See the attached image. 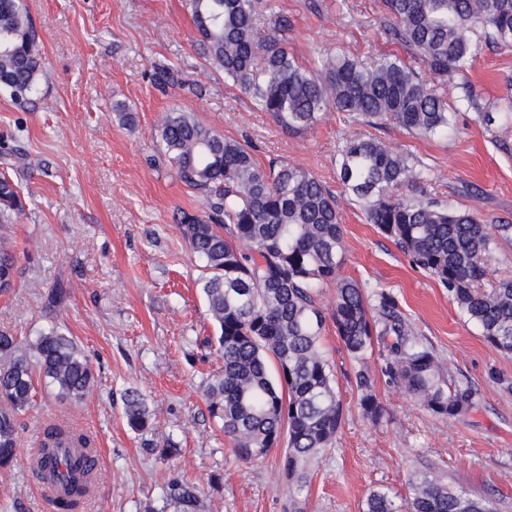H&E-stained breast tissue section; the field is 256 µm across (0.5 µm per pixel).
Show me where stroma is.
<instances>
[{"label": "stroma", "instance_id": "1", "mask_svg": "<svg viewBox=\"0 0 512 512\" xmlns=\"http://www.w3.org/2000/svg\"><path fill=\"white\" fill-rule=\"evenodd\" d=\"M27 4L43 67L28 101L0 90V153L23 154L30 165L20 180L29 207L12 229L19 276L0 295V331L26 342L59 328L91 361L95 385L83 401L63 404L38 381L20 417L17 459L0 469V512H53L28 467L52 420L92 434L100 450L95 494L83 512H143L147 504L170 512L163 489L174 475L198 488L205 512H286L281 450L239 461L207 410L204 383L221 365L206 345L216 329L202 263L176 223L179 212L199 215L203 205L161 154L158 124L172 110L247 145L259 161L279 156L320 179L342 219L340 277L363 288L370 304L382 293L394 297L417 341L475 392L466 414L435 415L382 373L387 351L377 344L366 364L384 412L372 421L359 406L361 365L326 323L321 347L344 423L303 492L307 512H362L371 490L405 496L417 472L491 501L495 512H512V356L491 347L447 288L369 223L336 166L344 139L359 133L415 159L421 179L411 197L442 200L484 224H512V122L488 124L477 109L461 107L446 135L426 138L332 109L293 135L200 53L184 0ZM281 15L290 22L289 52L309 70L328 52L371 65L399 51L381 27V0H271L262 20L272 24ZM465 76L480 107L500 106L512 84V48L476 44ZM118 103L134 123L122 122ZM57 286L69 296L46 310L44 299ZM130 388L148 396L159 436L175 442L179 455L164 461L143 449L122 417Z\"/></svg>", "mask_w": 512, "mask_h": 512}]
</instances>
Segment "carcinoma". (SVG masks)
Returning <instances> with one entry per match:
<instances>
[{"label": "carcinoma", "instance_id": "cac0c4a2", "mask_svg": "<svg viewBox=\"0 0 512 512\" xmlns=\"http://www.w3.org/2000/svg\"><path fill=\"white\" fill-rule=\"evenodd\" d=\"M382 5L384 33L409 59L383 58L367 67L330 52L309 71L283 46L288 18L260 28L269 0H185L201 53L283 130L305 134L336 109L411 135L445 134L451 125L447 94L429 86L415 65L451 86L456 102L475 106L472 85L453 77L469 68L475 33L496 47L512 48V0H382ZM38 40L26 0H0V89L17 100L38 90ZM158 139L177 179L200 195L204 207L202 216L178 213L177 223L203 262L202 289L218 330L222 366L205 384L207 409L222 421L240 461L283 448L280 471L295 490L288 512H306L298 492L343 424L334 374L320 347L326 318L362 365L374 343L384 345V373L433 413L451 419L471 408V389L446 377V366L416 341L389 296L379 295L373 316L361 288L337 279L343 228L336 199L318 178L279 157L260 163L245 145L186 112L164 113ZM13 167L7 163L0 171V294L15 286L11 228L27 207L18 180L9 174ZM337 172L369 222L448 289L488 344L512 354V280L482 289L489 275L485 257L498 238L512 235V224L489 228L439 200L401 195L417 182L414 165L372 138L345 139ZM328 283L335 285V295L325 311L315 288ZM271 360L276 378L269 372ZM36 376L62 402L86 397L95 381L88 358L58 328L28 345L0 332L1 469L16 459L19 416L32 404ZM357 384L363 413L379 420L382 406L367 369L358 372ZM123 417L143 437L148 453L161 460L177 454L170 440L153 439L152 413L139 390L126 391ZM96 467L92 436L63 422L45 425L32 470L56 488V512H78L92 493ZM164 492L173 512H204L199 491L183 478H170ZM363 512H493V506L418 474L408 480V494L400 501L386 490L370 491Z\"/></svg>", "mask_w": 512, "mask_h": 512}]
</instances>
